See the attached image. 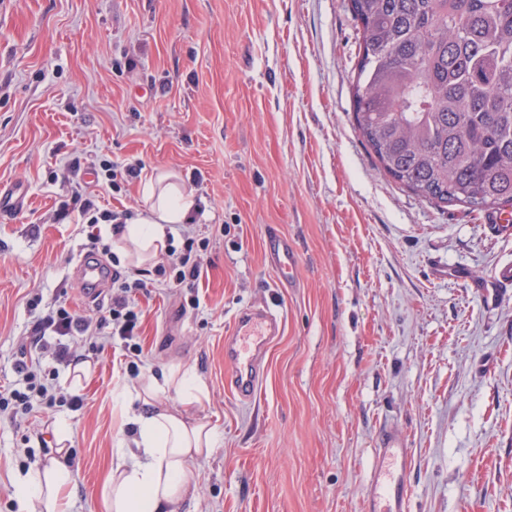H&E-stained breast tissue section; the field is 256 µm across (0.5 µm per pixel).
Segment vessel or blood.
Instances as JSON below:
<instances>
[{
	"instance_id": "1",
	"label": "vessel or blood",
	"mask_w": 512,
	"mask_h": 512,
	"mask_svg": "<svg viewBox=\"0 0 512 512\" xmlns=\"http://www.w3.org/2000/svg\"><path fill=\"white\" fill-rule=\"evenodd\" d=\"M265 258L280 275V287H290L297 255L286 237L270 234L265 240ZM283 318L268 307H250L238 312L224 338L226 384L235 399L252 402L263 383L267 352L281 335ZM412 450L405 437L391 425L378 433L373 467L368 481V512H409L408 473Z\"/></svg>"
}]
</instances>
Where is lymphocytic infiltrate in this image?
Segmentation results:
<instances>
[{
  "label": "lymphocytic infiltrate",
  "instance_id": "lymphocytic-infiltrate-1",
  "mask_svg": "<svg viewBox=\"0 0 512 512\" xmlns=\"http://www.w3.org/2000/svg\"><path fill=\"white\" fill-rule=\"evenodd\" d=\"M177 230L185 244L183 252L171 254L167 262L155 266L154 272L165 287L192 288L204 269L193 256L195 239L191 225H178ZM144 286L143 279L116 270L112 273V302L98 316L78 315L62 303L49 309L32 331V345L38 349L39 356L19 361L16 372L23 386L0 392V414L13 420L36 407L55 405L57 397L50 379L58 367L75 364L72 339L88 336L109 340L117 336L124 341L129 353L140 354L141 347L135 341L140 313L132 306L130 296Z\"/></svg>",
  "mask_w": 512,
  "mask_h": 512
}]
</instances>
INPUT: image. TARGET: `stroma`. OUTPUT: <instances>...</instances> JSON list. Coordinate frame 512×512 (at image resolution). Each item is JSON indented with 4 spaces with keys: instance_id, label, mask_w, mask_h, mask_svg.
Listing matches in <instances>:
<instances>
[{
    "instance_id": "1",
    "label": "stroma",
    "mask_w": 512,
    "mask_h": 512,
    "mask_svg": "<svg viewBox=\"0 0 512 512\" xmlns=\"http://www.w3.org/2000/svg\"><path fill=\"white\" fill-rule=\"evenodd\" d=\"M359 38L349 0H0V187L28 190L0 212V386L49 306L109 303L82 290L87 252L131 270L107 222L58 220L73 163L95 171L100 210L132 217L145 178L170 173L193 190L208 243L196 288L145 274L137 365L121 339L100 352L81 339L89 377L60 369L63 402L0 421V512H17L19 476L54 458L76 476L72 512H102L124 436L114 396L169 368L203 378L189 411L219 437L181 512H366L384 423L412 449L409 512H512V296L498 281L512 230L379 169L354 128ZM131 164L139 178L109 183ZM272 228L297 250L296 287L275 285ZM249 306L285 329L241 404L224 338Z\"/></svg>"
}]
</instances>
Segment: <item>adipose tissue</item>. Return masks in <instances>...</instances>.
Here are the masks:
<instances>
[{
  "instance_id": "obj_1",
  "label": "adipose tissue",
  "mask_w": 512,
  "mask_h": 512,
  "mask_svg": "<svg viewBox=\"0 0 512 512\" xmlns=\"http://www.w3.org/2000/svg\"><path fill=\"white\" fill-rule=\"evenodd\" d=\"M143 195L147 211L127 219L119 246L123 258L137 267L165 253L170 225L190 222L197 208L192 193L164 173L146 181ZM172 391L179 393L183 408L161 406V398ZM206 395L204 381L189 370L164 371L119 393L132 437L112 451L101 493L104 512H177L194 496L190 464L211 456L218 434L209 421L190 415L186 407ZM73 487V472L55 460L20 476L14 498L20 512H69Z\"/></svg>"
}]
</instances>
